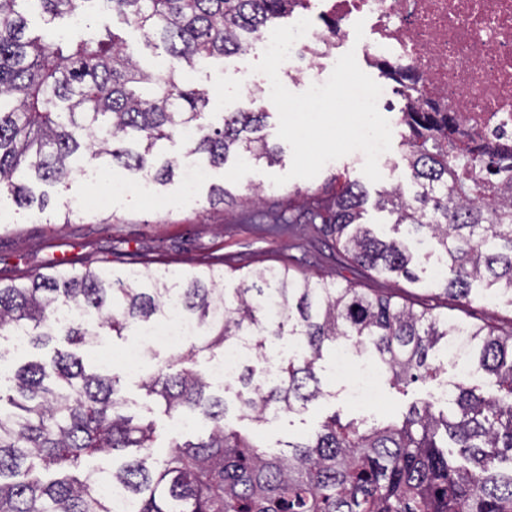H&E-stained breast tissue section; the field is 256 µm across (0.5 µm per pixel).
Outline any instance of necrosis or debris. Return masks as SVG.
Instances as JSON below:
<instances>
[{
	"mask_svg": "<svg viewBox=\"0 0 512 512\" xmlns=\"http://www.w3.org/2000/svg\"><path fill=\"white\" fill-rule=\"evenodd\" d=\"M306 10L322 4L337 30L319 26L292 46L295 77L312 85L329 75L328 55H343L359 42L367 64L410 66L423 79L422 93L459 113L465 131L493 146L512 148V0H304ZM340 351L336 373H353L352 404L369 409L379 399V366H351Z\"/></svg>",
	"mask_w": 512,
	"mask_h": 512,
	"instance_id": "obj_1",
	"label": "necrosis or debris"
}]
</instances>
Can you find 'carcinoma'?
<instances>
[{"label":"carcinoma","mask_w":512,"mask_h":512,"mask_svg":"<svg viewBox=\"0 0 512 512\" xmlns=\"http://www.w3.org/2000/svg\"><path fill=\"white\" fill-rule=\"evenodd\" d=\"M302 0H0V202L45 211V188L65 186L109 157L164 185L184 176L183 160L155 167L154 151L186 129L187 155L219 167L237 154L277 161L264 133L267 113L241 109L211 124L209 91L182 83L183 66L205 57L246 53L274 19ZM112 12L160 41L170 58L143 70L112 26L90 22ZM405 101L403 146L419 191L407 199L385 191L380 208L394 227L424 232L451 274L437 285L468 298L472 283L512 298V151L466 136L455 117L417 97L419 81L388 69ZM482 164L490 175L480 179ZM361 186L336 187L320 210L326 232L362 268L416 278L414 256L362 222ZM224 273L132 274L85 269L0 285V339L19 332L34 348L53 346L0 393V512H512V468L498 469L499 449L512 452V330L450 321L389 297H369L348 282L298 279L286 269L245 276L224 293ZM177 303L199 344L169 359L142 384L169 417H201L205 438H179L153 461V422L137 421L118 398L119 379L86 368L72 346L102 344L155 326ZM74 312L68 319L64 314ZM270 336H293L299 351L262 381L242 368L234 406L214 393L212 378L191 368L244 337L263 357ZM356 338L379 356L389 382L407 386L439 370L441 351L460 345L477 370L494 379L484 396L464 382L449 392L455 409L432 402L403 419L365 428L332 416L291 454L225 423L230 409L263 421L323 396L316 364L325 346ZM465 448L477 467L464 468L448 448ZM97 455L120 456L109 469L89 468Z\"/></svg>","instance_id":"1"}]
</instances>
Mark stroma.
Here are the masks:
<instances>
[{
	"label": "stroma",
	"mask_w": 512,
	"mask_h": 512,
	"mask_svg": "<svg viewBox=\"0 0 512 512\" xmlns=\"http://www.w3.org/2000/svg\"><path fill=\"white\" fill-rule=\"evenodd\" d=\"M262 53L263 43L258 40L245 54L202 60L194 67L184 68L182 76L189 83L209 89V119L213 122L220 121L225 113L241 109L245 88H254L250 104L253 110L267 113L268 138L279 142L277 109L268 95L258 91L266 77L251 69ZM403 107V99L392 96L385 117L393 123V138L387 160L379 166L382 178L377 182L364 175L362 161L350 154L327 163L314 178L289 179L283 185H274L272 176L286 175L292 164L290 146L279 143V161L275 165L229 156L224 166L209 169L190 198L177 181L151 185L146 195L136 193V186L143 182L142 175L113 167L111 181L133 186V193L114 196L103 207L78 209L69 224L56 223L55 212L105 192V184L91 183L85 176L75 177L68 187L59 188L53 195L54 210L50 213H33L9 200L0 202V283L7 284L34 272L49 275L91 268L117 274L164 270L178 274L201 271L212 263L223 269L224 284L230 290L251 272L285 268L299 278L349 281L371 297L390 296L417 311L428 309L455 321L510 331L512 298L486 297L479 283L474 284L466 299L445 292L431 281L436 255L419 244L417 236L393 232L387 213L375 207L383 190L398 187L410 197L418 189L403 157L404 129L397 123ZM336 179L358 182L368 195L366 222L385 237H399L418 255L417 281L354 266L323 225L311 221V211L317 210L319 202L331 194ZM215 187L228 189L232 201L212 200L211 190ZM256 190L261 193V203L242 204V197ZM110 215L116 216V223H107ZM135 341L132 335L115 341L117 356L107 364L102 363L97 347L84 346L78 353L85 364L104 366L118 378L119 395L126 399L130 414L156 421L158 439L154 455L161 460L167 454L170 439L184 435L185 429L178 418L160 412L141 383L164 365L169 350L161 345L150 346L132 367L123 353ZM335 365V353L326 352L316 367L325 394L299 411L283 413L260 424L232 412L228 423L281 453L286 443L299 441L332 414H339L345 421L354 418L380 425L402 416L412 405L436 400L440 387L459 379L455 362L447 360L435 379L402 390L382 384L380 408L362 411L350 404L344 382L336 377Z\"/></svg>",
	"instance_id": "stroma-1"
}]
</instances>
